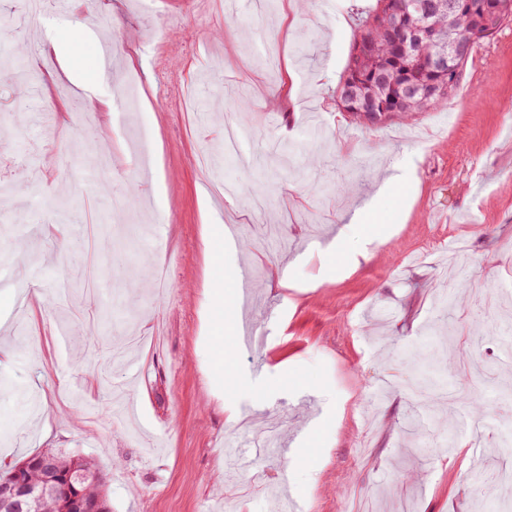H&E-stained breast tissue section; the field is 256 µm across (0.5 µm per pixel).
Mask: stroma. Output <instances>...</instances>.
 Returning <instances> with one entry per match:
<instances>
[{
    "label": "stroma",
    "mask_w": 512,
    "mask_h": 512,
    "mask_svg": "<svg viewBox=\"0 0 512 512\" xmlns=\"http://www.w3.org/2000/svg\"><path fill=\"white\" fill-rule=\"evenodd\" d=\"M125 2L53 19L87 95L38 54L17 0H0V46L24 33L33 84L0 72V185L14 187L0 196L14 255L0 280L24 296L0 302L14 351L0 364V463L93 457L112 512H273L288 487L300 512H477L486 494L512 506V458L496 452L512 414V25L480 44L447 107L366 127L336 90L352 8L375 0H269L261 15L248 0L234 19L225 0L200 13ZM169 30L173 49L139 53ZM269 40L293 75L284 108L258 56ZM103 42L108 80L92 64ZM317 121L313 169L288 177L287 158L265 159ZM229 124L249 132L253 163L226 166L236 193L207 198ZM391 177L398 191L382 193ZM368 204L385 221L367 238L351 218ZM207 222L228 230L215 267ZM313 236L328 247L302 252ZM244 263L254 287L219 343L205 286ZM463 264L472 285L441 308ZM465 418L467 445L449 449ZM235 431L256 455L242 474L224 465ZM270 433L287 458L264 451Z\"/></svg>",
    "instance_id": "obj_1"
}]
</instances>
